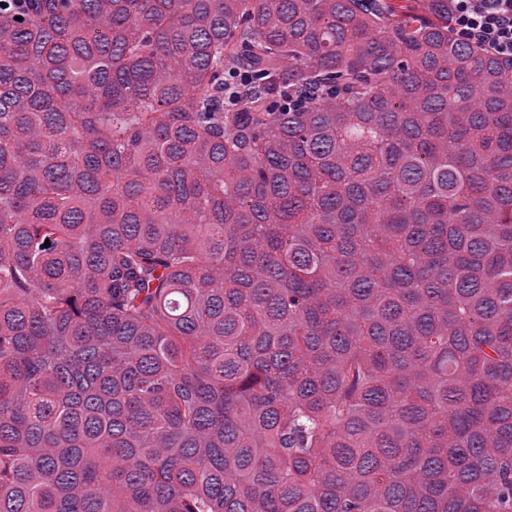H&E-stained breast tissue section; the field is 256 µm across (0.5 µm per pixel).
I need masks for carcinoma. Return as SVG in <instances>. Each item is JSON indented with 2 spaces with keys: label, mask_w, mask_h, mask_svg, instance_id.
<instances>
[{
  "label": "carcinoma",
  "mask_w": 512,
  "mask_h": 512,
  "mask_svg": "<svg viewBox=\"0 0 512 512\" xmlns=\"http://www.w3.org/2000/svg\"><path fill=\"white\" fill-rule=\"evenodd\" d=\"M0 512H512V59L448 0L0 4Z\"/></svg>",
  "instance_id": "cac0c4a2"
}]
</instances>
